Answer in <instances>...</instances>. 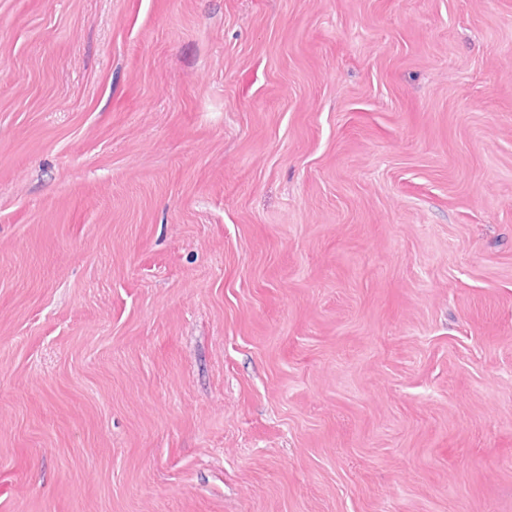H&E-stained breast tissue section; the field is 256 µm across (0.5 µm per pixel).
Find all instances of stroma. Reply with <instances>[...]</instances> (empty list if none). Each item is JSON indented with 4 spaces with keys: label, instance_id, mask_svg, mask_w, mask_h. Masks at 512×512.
I'll return each instance as SVG.
<instances>
[{
    "label": "stroma",
    "instance_id": "stroma-1",
    "mask_svg": "<svg viewBox=\"0 0 512 512\" xmlns=\"http://www.w3.org/2000/svg\"><path fill=\"white\" fill-rule=\"evenodd\" d=\"M0 512H512V0H0Z\"/></svg>",
    "mask_w": 512,
    "mask_h": 512
}]
</instances>
